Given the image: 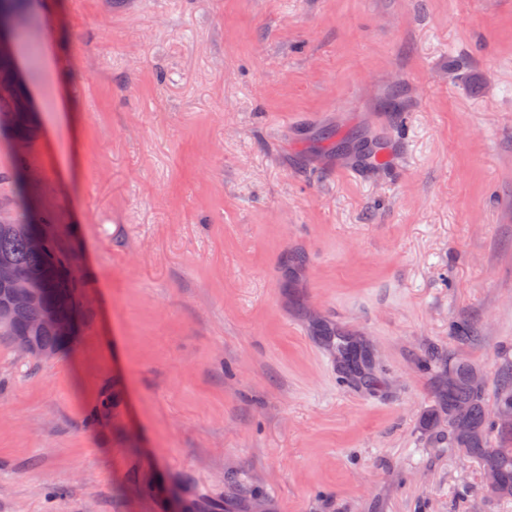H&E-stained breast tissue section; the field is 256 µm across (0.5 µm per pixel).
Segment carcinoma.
I'll list each match as a JSON object with an SVG mask.
<instances>
[{
	"label": "carcinoma",
	"mask_w": 512,
	"mask_h": 512,
	"mask_svg": "<svg viewBox=\"0 0 512 512\" xmlns=\"http://www.w3.org/2000/svg\"><path fill=\"white\" fill-rule=\"evenodd\" d=\"M28 105L13 82V63L0 58V114H8L11 122L6 128L0 127V136L5 142L25 139L31 132L27 117ZM335 132L328 131L324 139L338 152L344 143H361L359 154L363 161H374L376 144L364 142L356 134H348L334 140ZM48 215H37L31 220L14 216L9 224L0 223V269L10 268L23 273L38 288L41 301L55 306L58 316L70 318L79 308V289L71 273L74 258L63 252L55 237L47 240L46 248L33 253L26 246L30 230L41 224H50ZM16 336H28L34 342L51 346L64 353L72 349L74 340H65L45 328L37 317V310L31 307L18 314L17 321L6 327L0 326V339L14 342ZM336 351L342 357L351 374L360 372L365 348L339 336L331 338ZM448 368L455 374V383L448 387L439 384L436 392L437 412L454 419L448 423V445L451 448H465L484 470H491L498 476L502 492L499 498L512 499V425L503 426L489 416L483 387L472 379L473 366L460 361L448 362ZM496 406L512 407V375L500 382V393Z\"/></svg>",
	"instance_id": "cac0c4a2"
}]
</instances>
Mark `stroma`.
Segmentation results:
<instances>
[{
  "label": "stroma",
  "mask_w": 512,
  "mask_h": 512,
  "mask_svg": "<svg viewBox=\"0 0 512 512\" xmlns=\"http://www.w3.org/2000/svg\"><path fill=\"white\" fill-rule=\"evenodd\" d=\"M21 11L0 199L52 217L81 321L0 340V512H512L426 422L449 360L490 406L512 368V0ZM363 128L388 167L325 152ZM329 340L336 347V351L342 357L346 369L351 374H362L366 369L369 368L370 363L367 366H364L363 372H360L361 366L363 364V356L362 352H368L361 345L354 344L350 341H346L342 337L339 336H329ZM357 348L361 351L359 352Z\"/></svg>",
  "instance_id": "1"
}]
</instances>
